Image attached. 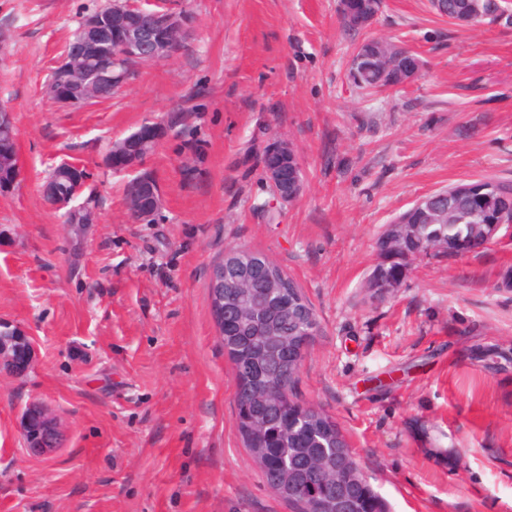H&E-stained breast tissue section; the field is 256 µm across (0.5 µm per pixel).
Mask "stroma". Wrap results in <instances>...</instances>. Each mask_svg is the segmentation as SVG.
Returning a JSON list of instances; mask_svg holds the SVG:
<instances>
[{
    "label": "stroma",
    "mask_w": 512,
    "mask_h": 512,
    "mask_svg": "<svg viewBox=\"0 0 512 512\" xmlns=\"http://www.w3.org/2000/svg\"><path fill=\"white\" fill-rule=\"evenodd\" d=\"M105 0H0V106L19 132L21 181L0 192V322L35 347L0 370V512H292L235 427L236 380L209 280L246 249L303 288L319 332L295 393L323 408L393 512H512V239L423 258L378 302L376 240L419 198L512 180V0L475 24L431 0H384L370 37L422 62L400 91L348 79L355 42L338 0H178L187 37L112 97L64 108L44 92L82 19ZM194 99L188 137L145 163L163 208L137 224L112 141ZM299 151L303 192L269 222L259 152ZM89 175L97 216L74 244L43 183L60 161ZM65 442L31 451L30 402ZM459 452L445 465L437 449Z\"/></svg>",
    "instance_id": "obj_1"
}]
</instances>
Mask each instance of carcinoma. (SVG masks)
Returning <instances> with one entry per match:
<instances>
[{
  "mask_svg": "<svg viewBox=\"0 0 512 512\" xmlns=\"http://www.w3.org/2000/svg\"><path fill=\"white\" fill-rule=\"evenodd\" d=\"M498 9L495 0H445L437 13L452 21L467 23L477 12L488 15ZM378 55L379 66L370 74L361 76L362 88L378 91L390 73L383 68L395 65L399 51L393 43L363 39ZM494 187L489 196L479 202L471 201L464 193L466 184L445 190L448 204L437 206L438 213L431 222H423L406 210L393 223L403 228L395 244L388 243L390 230H385L377 241L380 261L372 269L367 287L374 288L387 282L398 269L425 257L452 258L456 256L454 243L460 239L474 242V249L487 242L490 224L504 213L512 217V180L486 181ZM281 300L263 303L257 320H241L228 311L224 316V332L236 337L239 346L229 354L237 388L234 396L237 430L242 442L253 448L265 449L266 463L261 470L266 483L277 489L283 467L295 475L297 494L288 500L294 512H311L323 499L328 485H336L352 505L351 512H389L387 502L373 489L357 461L345 448L346 437L334 418L319 407L302 403L294 392L298 380L294 350L283 346L278 350V376L271 378L261 369L258 360L267 347L263 324H275L278 335L292 336L297 327L293 315L280 312ZM265 386L278 401L277 413L271 415L269 426L247 437V420L254 415L251 392Z\"/></svg>",
  "mask_w": 512,
  "mask_h": 512,
  "instance_id": "cac0c4a2",
  "label": "carcinoma"
}]
</instances>
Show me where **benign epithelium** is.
<instances>
[{"label":"benign epithelium","instance_id":"benign-epithelium-1","mask_svg":"<svg viewBox=\"0 0 512 512\" xmlns=\"http://www.w3.org/2000/svg\"><path fill=\"white\" fill-rule=\"evenodd\" d=\"M189 17L184 10L166 8L147 10L139 7L135 0H107L106 10L87 16L81 31L87 39L100 41L102 55L110 59L106 67L92 66L85 55L86 42L72 44L66 56L53 69V79L46 85V93L55 102L79 108L122 89L131 80L130 73L124 70L126 63L133 62L145 66L171 57L179 47L187 32ZM406 61L403 69L408 76L401 84L407 85L419 74L421 63L412 51L405 50ZM168 133L167 121L152 119L143 128L112 144L105 163L118 172L133 174L128 181V209L132 219L138 224H153L162 208L160 190H154L153 202L143 207L139 202V191L145 179L151 174L143 171L146 145L158 146ZM298 161V151L288 141L272 137L264 146L262 170L266 182L274 192L272 206L276 209L295 202L302 192V182L294 171H288V160ZM87 179L75 177L69 192L62 194L45 185L44 194L55 208L64 211L66 224L82 228L94 223V211L79 201L78 196L86 186ZM264 273L265 295L284 287L282 280L264 272L258 259L246 250L229 252L224 261L213 269L210 280L211 296L218 304L224 303V277L234 273V283L248 281L257 272ZM7 333L8 343L0 345V366L21 373L28 369L34 358V347L25 329L18 325L0 323V332ZM53 432L62 439L58 421L40 403L28 405L24 414L23 431L29 447L37 452L49 454L53 449L43 444L41 431ZM324 512H350V504L345 498L331 489V494L322 504Z\"/></svg>","mask_w":512,"mask_h":512}]
</instances>
